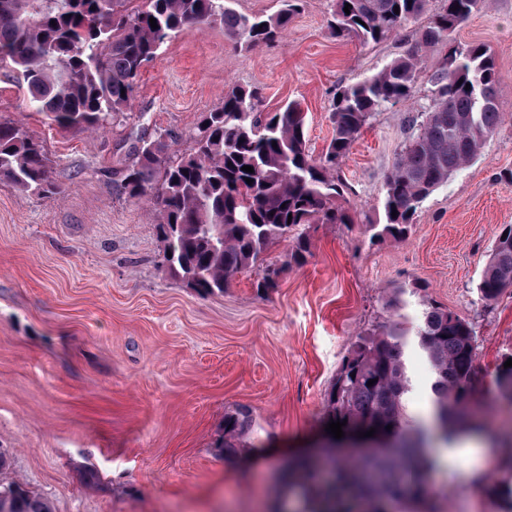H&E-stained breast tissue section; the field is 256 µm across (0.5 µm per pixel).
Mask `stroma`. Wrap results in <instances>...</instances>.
<instances>
[{
	"mask_svg": "<svg viewBox=\"0 0 512 512\" xmlns=\"http://www.w3.org/2000/svg\"><path fill=\"white\" fill-rule=\"evenodd\" d=\"M441 0L386 40L364 45L327 27L334 0H303L283 38L236 49L214 22L179 34L145 65L133 114L100 130L62 131L0 71V118L45 149L61 191L45 197L0 187V482L19 481L52 512H310L292 463L332 447L324 396L343 357L387 318L404 282L416 320L430 298L470 321L483 376V416L500 456L512 453V405L498 400L495 368L512 353V288L485 304L477 284L496 236L512 224V0H480L453 33L493 55L503 119L479 155L420 206L405 239L371 241L382 186L430 102L442 56H424L412 98L375 112L339 175L351 225L316 224L304 266L258 295L255 272L199 296L162 266L158 214L117 188L142 131L193 145L201 113L234 84L260 88V112L299 102L307 147L332 138V98L404 55ZM410 418L429 402L432 374L406 350ZM248 408L250 433L221 454L224 416ZM435 512H512L454 470L433 471Z\"/></svg>",
	"mask_w": 512,
	"mask_h": 512,
	"instance_id": "stroma-1",
	"label": "stroma"
}]
</instances>
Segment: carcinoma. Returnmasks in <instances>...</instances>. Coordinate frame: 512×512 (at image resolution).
I'll list each match as a JSON object with an SVG mask.
<instances>
[{
  "label": "carcinoma",
  "mask_w": 512,
  "mask_h": 512,
  "mask_svg": "<svg viewBox=\"0 0 512 512\" xmlns=\"http://www.w3.org/2000/svg\"><path fill=\"white\" fill-rule=\"evenodd\" d=\"M131 2L0 0V68L13 73L28 103L62 130L94 129L109 120L119 124L132 116L141 68L168 39L219 20L235 47L269 46L283 37L300 0H280L281 8L270 16L238 13L226 0H141L136 9L129 8ZM426 2L335 0L329 28L338 37L376 44L416 20ZM479 2L442 0L403 56L338 90L332 99L333 135L318 158L307 148V114L299 104L263 116L257 112L258 89L240 85L224 92L219 107L201 114L189 151L171 152L167 134L158 130L136 138L118 187L131 199L153 200L170 251L162 259L169 274L202 296L222 293L280 240L291 241L288 262L257 274V292L277 287L282 270L303 266L312 245L305 226L353 223L336 203L346 188L337 169L369 117L407 101L423 53L446 46L431 76L432 106L422 121L412 120L419 127L385 178L382 218L369 225L373 239H404L422 202L479 154L501 122L491 55L480 45L452 44V34ZM151 17L158 28H151ZM245 165L254 172L243 171ZM0 186L42 197L60 193L43 146L18 124L2 120ZM503 231L508 236H497L477 285L487 305L512 288V225ZM420 288L417 282L398 287L386 303V321L352 346L336 372L325 398V421L345 419L347 431L382 430L391 446L352 461L298 459L295 471L321 501L348 492L411 504L433 494L428 431L405 410L410 390L405 346L411 336L433 374L432 406L442 436L448 437L450 419L468 430L465 415L479 385L474 330L465 318L427 299L418 323L411 324L402 313L401 295ZM495 383L498 393L512 400V367L499 364ZM252 427L248 409L226 414L220 450L234 453ZM0 512H51V507L12 482L0 484Z\"/></svg>",
  "instance_id": "obj_1"
}]
</instances>
